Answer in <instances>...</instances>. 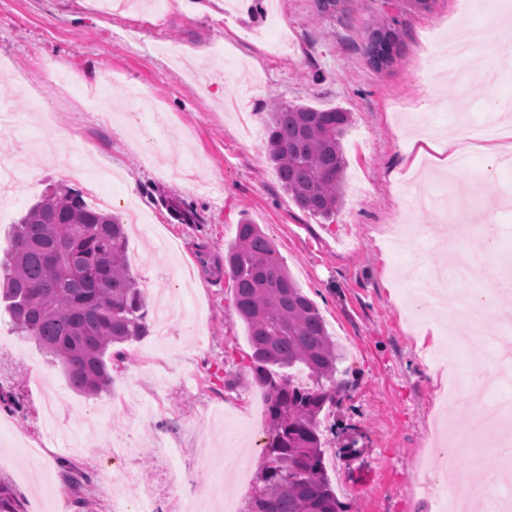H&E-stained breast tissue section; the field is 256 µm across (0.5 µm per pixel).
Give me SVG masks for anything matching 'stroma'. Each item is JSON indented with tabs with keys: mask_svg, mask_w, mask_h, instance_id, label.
Here are the masks:
<instances>
[{
	"mask_svg": "<svg viewBox=\"0 0 512 512\" xmlns=\"http://www.w3.org/2000/svg\"><path fill=\"white\" fill-rule=\"evenodd\" d=\"M175 0L171 9L101 14L97 0H0V109L14 112L12 133L0 134V156L28 147L23 177L0 194V256L12 230L45 186L60 180L84 190L101 180L99 209L148 216L128 230V259L156 328L123 347L112 362V385L96 398L74 391L60 365L14 328L0 303V377L14 385L15 403L0 406V474L9 477L31 512H83L63 482L64 463L94 476L84 499L94 512H114L130 483L160 485L165 471L183 476L173 494L197 501V512H219L208 486L237 504L252 483L269 442L265 393L252 375L247 330L229 277H216L200 251L223 258L241 221L259 225L304 293L319 308L343 359V385L325 406V469L347 512H438L430 496L433 446L449 414L448 352L433 330L432 308L409 316L407 278L448 259L427 245L428 224L412 210L415 197L440 190L443 178L422 160L408 175L411 138L434 131L468 109L483 116L488 93L512 96V67L501 64L495 85L480 71L459 74L443 45L449 20L486 29L485 45L512 42L494 0L474 13L462 0H346L333 16L313 0H242L225 16V0ZM397 19L398 52L372 68L363 52L366 29L381 13ZM73 81L59 86L57 73ZM277 101L351 114L342 140L345 193L323 219L284 193L266 157V120ZM482 155L464 158L453 176L470 199L502 226L498 256L512 261V209L500 204L512 169L489 179ZM172 329L158 349V323ZM60 406L63 432L78 447L46 449L45 460L16 448L5 425L25 417L36 437L45 401ZM180 440L160 447L170 433ZM143 447L133 462L113 460L117 435Z\"/></svg>",
	"mask_w": 512,
	"mask_h": 512,
	"instance_id": "obj_1",
	"label": "stroma"
}]
</instances>
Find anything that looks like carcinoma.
I'll return each instance as SVG.
<instances>
[{
    "instance_id": "carcinoma-1",
    "label": "carcinoma",
    "mask_w": 512,
    "mask_h": 512,
    "mask_svg": "<svg viewBox=\"0 0 512 512\" xmlns=\"http://www.w3.org/2000/svg\"><path fill=\"white\" fill-rule=\"evenodd\" d=\"M398 44L386 20L366 31L363 53L376 69L385 38ZM350 113L281 102L267 122V156L283 190L303 211L336 214L344 195L341 138ZM9 261L0 267L15 329L61 364L72 389L87 397L107 391L112 348L150 332L149 308L128 266L122 217L87 204L83 193L48 184L13 227ZM211 272L230 276L234 306L248 331L253 372L266 393L270 440L243 512H344L325 473L320 414L335 395L306 387L274 368L301 365L335 382L339 354L317 305L281 262L257 224L238 225ZM74 493L89 476L65 466ZM0 512H22L11 482L0 477Z\"/></svg>"
}]
</instances>
